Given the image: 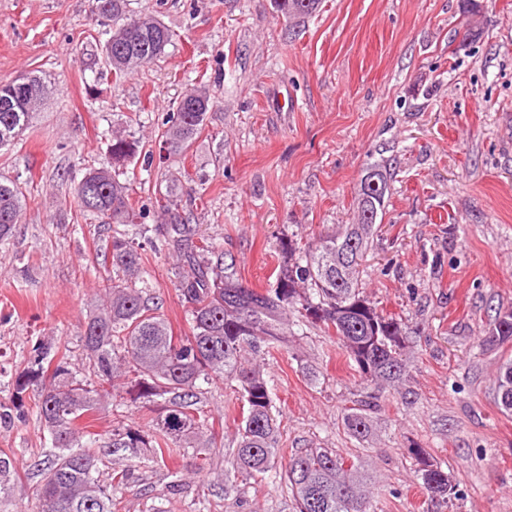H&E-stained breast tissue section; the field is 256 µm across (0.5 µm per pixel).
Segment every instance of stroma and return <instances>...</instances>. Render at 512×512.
<instances>
[{
  "mask_svg": "<svg viewBox=\"0 0 512 512\" xmlns=\"http://www.w3.org/2000/svg\"><path fill=\"white\" fill-rule=\"evenodd\" d=\"M126 11L174 36L117 82L94 59L110 27L93 0H0V84L34 73L53 86L20 140L0 148V181L18 183L27 202L0 243V402L40 339L66 341L81 367L104 256L103 219L80 209L76 180L109 166V135L125 130L141 148L122 179L155 223L158 134L204 86L206 126L171 169L197 191L191 223L231 253L249 287L269 282L280 237L351 223L366 164L394 168L362 280L377 309L410 328L403 392L379 398L367 441L351 438L342 416L363 392L357 372L322 326L296 329L263 362L281 447L332 448L361 464L376 512H512V413L496 398L512 341L485 342L496 314L512 310V0H483L475 15L461 0H321L292 27L271 0H127ZM142 254L151 296L184 335L188 304L170 258ZM206 399L222 448L131 461V485L112 492L116 512H294L284 457L226 491L241 396L218 382ZM48 440L36 416L0 423V450L20 467L0 512L31 508L41 477L30 462ZM413 442L452 475V507L421 489Z\"/></svg>",
  "mask_w": 512,
  "mask_h": 512,
  "instance_id": "35a3bbf8",
  "label": "stroma"
}]
</instances>
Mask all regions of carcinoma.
<instances>
[{"mask_svg":"<svg viewBox=\"0 0 512 512\" xmlns=\"http://www.w3.org/2000/svg\"><path fill=\"white\" fill-rule=\"evenodd\" d=\"M96 12L113 21L102 47L106 67L120 80L164 53L172 31L152 16L129 18L125 0H94ZM320 0H273L285 17L305 18ZM52 92L43 77L30 75L0 85V147L23 135L37 103ZM211 95L206 88L185 94L161 132L166 159L183 156L205 128ZM138 151V142L121 130L112 132V163L121 165ZM391 173L384 162L367 164L356 193L354 223L320 234L304 244L292 236L279 239L282 264L275 281L257 290L243 284L236 263L199 234L183 211V185L165 178L160 197L162 224L139 222L141 212L129 187L107 168L86 172L75 186L78 205L106 218L104 258L112 274L102 279L100 304L82 326L81 373L70 366V350L59 340L39 341L22 371L12 380L13 399L0 404V419L26 420V392L40 387L34 404L51 447L33 466L41 472L37 512H113L112 488L127 485L131 470L103 464L99 438L78 421L112 402L120 393L143 408L159 406L148 429L113 422L112 454L157 460L175 448H216L209 428L204 384L234 382L241 392L235 437L234 469L242 479L272 471L281 454L272 387L257 360L295 326L322 324L335 331L339 344L355 362L369 392L344 414L349 436L365 441L372 433L378 396L397 390L408 372L407 326L378 312L363 291L359 266L376 225L382 223ZM25 195L14 183L0 182V241L20 222ZM145 238L155 231V251L172 258L174 287L190 304V332L173 335L159 309L148 304L137 284L143 281L142 257L130 229ZM512 340V311L496 317L487 343ZM502 409L512 413V362L497 376ZM423 487L449 504L458 494L440 465L413 447ZM18 475L16 460L0 451V495ZM296 512H373L372 490L360 467L346 466L331 448H307L289 456L284 472Z\"/></svg>","mask_w":512,"mask_h":512,"instance_id":"carcinoma-1","label":"carcinoma"}]
</instances>
